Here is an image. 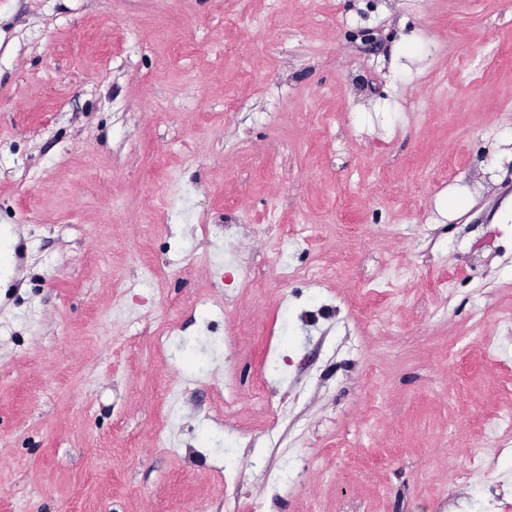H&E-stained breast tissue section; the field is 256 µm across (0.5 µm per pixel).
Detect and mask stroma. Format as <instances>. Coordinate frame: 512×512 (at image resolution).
<instances>
[{
  "mask_svg": "<svg viewBox=\"0 0 512 512\" xmlns=\"http://www.w3.org/2000/svg\"><path fill=\"white\" fill-rule=\"evenodd\" d=\"M1 230L0 512H512V0H0Z\"/></svg>",
  "mask_w": 512,
  "mask_h": 512,
  "instance_id": "obj_1",
  "label": "stroma"
}]
</instances>
